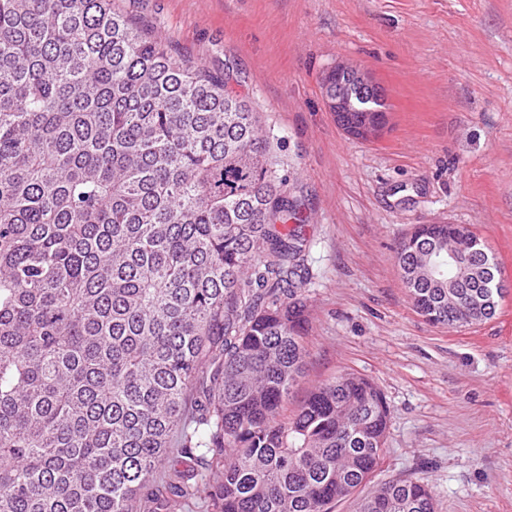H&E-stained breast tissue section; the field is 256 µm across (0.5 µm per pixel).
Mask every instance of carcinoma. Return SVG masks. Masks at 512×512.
I'll return each mask as SVG.
<instances>
[{
    "label": "carcinoma",
    "mask_w": 512,
    "mask_h": 512,
    "mask_svg": "<svg viewBox=\"0 0 512 512\" xmlns=\"http://www.w3.org/2000/svg\"><path fill=\"white\" fill-rule=\"evenodd\" d=\"M230 77L179 62L112 0H0V512H435L418 478L371 485L389 409L344 372L284 418L304 373L294 277L302 203L261 113ZM348 125L387 118L350 75ZM465 227L422 224L397 263L417 311L491 318L492 270L445 255ZM196 394L184 413L187 393ZM179 445L165 480L158 465ZM211 470L192 482L185 459Z\"/></svg>",
    "instance_id": "obj_1"
}]
</instances>
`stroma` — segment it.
<instances>
[{"mask_svg":"<svg viewBox=\"0 0 512 512\" xmlns=\"http://www.w3.org/2000/svg\"><path fill=\"white\" fill-rule=\"evenodd\" d=\"M175 59L218 74L280 138L306 204L307 367L290 397L353 371L390 410L382 482L417 477L437 512H512V292L481 323L434 326L396 261L419 224H464L512 282V0H115ZM349 61L387 124L347 135L323 78Z\"/></svg>","mask_w":512,"mask_h":512,"instance_id":"35a3bbf8","label":"stroma"}]
</instances>
